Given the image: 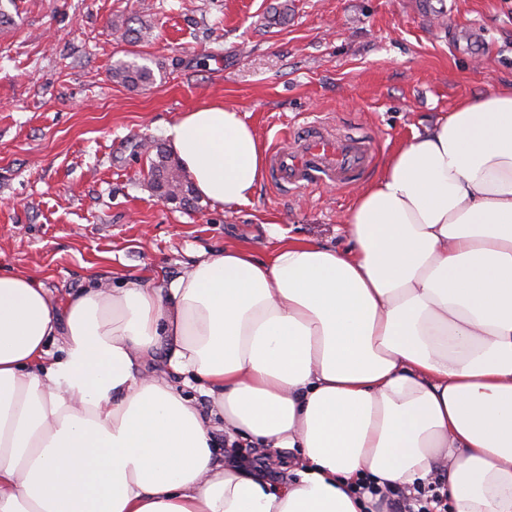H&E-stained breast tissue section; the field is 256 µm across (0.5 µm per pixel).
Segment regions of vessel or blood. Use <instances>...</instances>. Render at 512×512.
Instances as JSON below:
<instances>
[{
    "label": "vessel or blood",
    "mask_w": 512,
    "mask_h": 512,
    "mask_svg": "<svg viewBox=\"0 0 512 512\" xmlns=\"http://www.w3.org/2000/svg\"><path fill=\"white\" fill-rule=\"evenodd\" d=\"M289 136L291 145L274 148L270 156L271 177L280 186L304 189L328 180L347 186L370 165V142L336 135L323 122L291 126Z\"/></svg>",
    "instance_id": "1"
}]
</instances>
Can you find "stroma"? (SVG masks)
I'll return each mask as SVG.
<instances>
[{
  "label": "stroma",
  "mask_w": 512,
  "mask_h": 512,
  "mask_svg": "<svg viewBox=\"0 0 512 512\" xmlns=\"http://www.w3.org/2000/svg\"><path fill=\"white\" fill-rule=\"evenodd\" d=\"M0 273L61 300L92 277L167 280L199 251L265 257L268 223L342 249L366 186L287 191L249 205L186 208L147 185V141L221 102L266 148L287 124L325 118L374 147L371 169L463 99L512 83V0H0ZM152 25L141 42L113 22ZM149 65L146 87L113 81ZM112 79L132 87L148 86L155 81V74L147 65L121 61L112 69Z\"/></svg>",
  "instance_id": "stroma-1"
}]
</instances>
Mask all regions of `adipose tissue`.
I'll return each mask as SVG.
<instances>
[{
	"label": "adipose tissue",
	"instance_id": "1",
	"mask_svg": "<svg viewBox=\"0 0 512 512\" xmlns=\"http://www.w3.org/2000/svg\"><path fill=\"white\" fill-rule=\"evenodd\" d=\"M164 134L212 207L251 202L267 155L240 112ZM343 231L340 250L273 224L268 259L227 248L62 301L0 274V512H388L365 476L512 512V85L414 133Z\"/></svg>",
	"mask_w": 512,
	"mask_h": 512
}]
</instances>
